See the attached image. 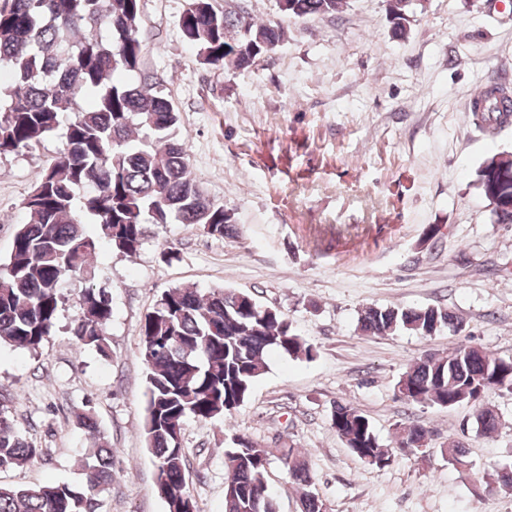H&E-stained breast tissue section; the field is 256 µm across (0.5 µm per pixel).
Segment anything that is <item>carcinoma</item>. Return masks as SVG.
Instances as JSON below:
<instances>
[{"mask_svg":"<svg viewBox=\"0 0 512 512\" xmlns=\"http://www.w3.org/2000/svg\"><path fill=\"white\" fill-rule=\"evenodd\" d=\"M387 2L395 34L405 35L417 0ZM344 4L278 0L288 17L336 18ZM141 7V0H0V67L11 74L9 83H0V157L30 149L60 128L65 140L24 199L25 220L0 262V345L37 351L56 326L66 277L85 274L92 284L82 292V316L70 333L77 347L108 357L112 293L91 268L100 242L131 256L142 249L151 225L197 224L218 238L234 233V214L206 200L191 177L187 140L177 133L179 113L170 101L147 85L114 80L117 72L139 70L145 50ZM179 28L203 63L236 69L250 67L286 36L279 25L238 7L221 11L213 0H191ZM472 118L480 128L512 123V105L501 85L484 88ZM477 185L493 204L494 223L512 224V161L499 154L486 158ZM86 224L99 225L98 237L86 233ZM447 326L455 331L463 323L429 306H371L357 320V330L366 335L407 331L426 340ZM140 338L146 367L142 436L159 471L156 492L166 512H184L186 505H196L182 445L186 419L232 414L266 372L270 354L311 359L316 348L281 311H264L250 295L224 288L206 294L184 287L163 291ZM504 389L512 391V360L478 346L426 355L394 385L401 400L446 408ZM74 419L81 428L98 431L92 410L77 409ZM331 422L360 460L377 468L394 461L357 408L334 405ZM476 424L492 434L499 417L485 408ZM398 450L405 456L428 453V430L414 422L403 426ZM41 453L1 406L0 471L22 468ZM113 456L106 441L86 449L85 487L0 483V512H99L98 492L112 483ZM274 458L301 487V512H325L322 500L307 491L313 477L299 449L275 452L244 436L233 437L225 449L224 512H277L267 481ZM479 484L512 494V468L493 465Z\"/></svg>","mask_w":512,"mask_h":512,"instance_id":"cac0c4a2","label":"carcinoma"}]
</instances>
